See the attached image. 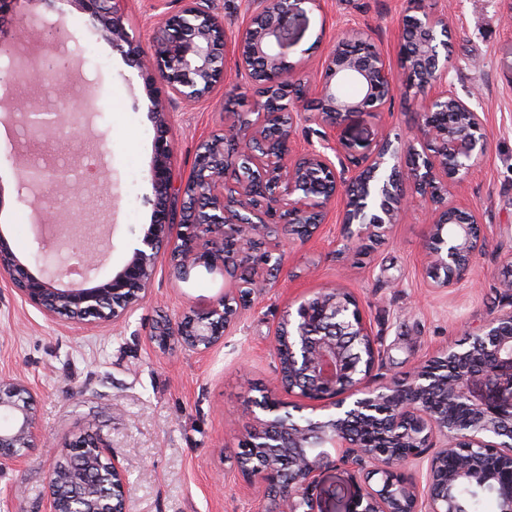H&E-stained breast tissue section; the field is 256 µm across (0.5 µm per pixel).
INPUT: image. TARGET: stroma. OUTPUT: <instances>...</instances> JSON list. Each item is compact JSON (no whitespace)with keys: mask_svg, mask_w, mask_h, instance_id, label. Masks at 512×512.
Masks as SVG:
<instances>
[{"mask_svg":"<svg viewBox=\"0 0 512 512\" xmlns=\"http://www.w3.org/2000/svg\"><path fill=\"white\" fill-rule=\"evenodd\" d=\"M447 15L453 39L448 79L480 112L489 152L449 204L470 209L487 238L468 277L433 287L426 273L427 216L419 202L401 207L385 239L364 252L345 251L341 218L346 197L330 207L305 245H290L280 231L283 271L278 282L241 307L223 341L198 353L182 344L159 350L151 336L157 321H176L190 309H205L234 281L195 268L176 277L168 252L159 253L150 297L117 321L75 324L47 316L0 273V381L30 390L40 447L22 463L0 470V512H48L47 477L69 438L95 424L108 448L130 464L127 512H265L264 486L245 480L235 454L251 423L252 388L271 386L277 360L272 336L288 307L324 288L340 286L358 299L380 356L375 386L392 384L419 363L440 355L477 331L508 300L500 284L512 256V0H426ZM409 0H303L294 23L298 43L289 62L300 63L305 96L315 108L323 57L350 28L364 34L399 70V44ZM182 0H124L126 26L143 48L158 27L177 14ZM66 61L77 69L68 92L79 110L92 90L100 112L86 142L60 134L46 144L80 165L98 164L95 182L79 185L72 215L61 222L94 227L104 256L96 277L118 272L153 221L155 196L147 179L153 160L155 119L146 107L144 81L132 57L113 49L85 16L68 9L59 33ZM94 45L86 58L81 46ZM253 86L234 63L204 100L174 101L168 136L177 183L192 171L200 141L224 128V107H251ZM419 116L412 98L396 91L379 116L353 114L347 132L362 139L406 138ZM20 135L0 124V235L17 256L33 263L37 251L30 203L16 194ZM352 468L321 471L312 490L314 512H339L357 490Z\"/></svg>","mask_w":512,"mask_h":512,"instance_id":"obj_1","label":"stroma"}]
</instances>
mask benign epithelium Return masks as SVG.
Instances as JSON below:
<instances>
[{
  "label": "benign epithelium",
  "mask_w": 512,
  "mask_h": 512,
  "mask_svg": "<svg viewBox=\"0 0 512 512\" xmlns=\"http://www.w3.org/2000/svg\"><path fill=\"white\" fill-rule=\"evenodd\" d=\"M316 0H251L252 15L239 30L232 55L240 73L256 83L260 102L257 119L240 123L224 117V134L201 142L210 168L190 173L182 191L208 201L209 214L200 221L187 212L174 223L173 150L168 139L169 107L179 98L196 103L221 81L227 61L223 21L211 12L208 0H183L178 14L161 24L149 51L134 43L124 22L123 0H50L58 19L33 17L14 32L27 40L30 25L47 32L46 50L29 62L13 56L5 77L14 84L39 86L51 75L61 90L58 104L48 109L29 99L9 110L11 124L28 137L67 131L76 139L87 113L66 108L68 80L59 63V17L71 6L100 30L112 47L135 58L146 85L147 108L157 122L154 154L148 178L155 195L153 223L139 238L131 259L112 277L96 280L89 254L82 255L79 277L74 269L45 262L41 273L31 272L0 235V271L30 304L53 319L82 324L117 321L150 294L154 266L166 248L174 264L188 272L208 262L224 270V253L216 243L230 240L242 255L255 256L267 267L280 260L271 249L255 250L270 221L288 224L295 235L298 221L326 214L351 182H361L357 205L345 207L342 229L345 249L388 235L397 221L398 204L420 199L429 205L425 246L427 272L434 287L446 288L464 279L486 247L477 225L461 206L447 201L448 183H460L488 150L483 119L448 82V59H439L436 33L448 18L433 13L426 0H412L409 12L423 21L414 29L413 50L400 56L394 73L384 53L362 45L355 32L344 33L343 44L324 57L323 80L317 98L316 120L324 128L321 148L296 153L290 147L293 128L301 118L298 97L290 95L298 73L287 61L294 45L290 29L297 5ZM421 98L417 129L423 150L402 149L382 137L348 138L342 129L357 112L373 116L393 97L396 83ZM342 84L358 87L356 97L338 93ZM462 120L443 121L447 105ZM283 117L275 129L277 156L268 158L272 190L251 177L253 145L265 142L268 120ZM74 185L61 167L26 164L17 186L21 200L40 209L43 226L58 222L67 205L63 192ZM236 294L229 291L203 311L189 310L173 330L155 341L161 349L177 339L205 352L224 338L232 322ZM278 362L276 382L250 399L253 423L242 440L252 466L241 469L244 479L259 480L268 490L267 512H297L299 503H312L317 473L327 465L344 463L358 476L355 497L341 504L342 512H465L455 489L469 484L480 492L496 493L500 512H512V393L490 399L482 387L506 375L512 384V304L498 311L465 342L414 367L389 387H373L370 376L378 358L371 328L358 300L342 287L325 288L294 303L272 338ZM296 394L299 402L277 397L279 389ZM314 411L307 424L290 428L282 411ZM0 468L27 456L38 443L30 391L21 382H0ZM439 450L426 456L433 442ZM462 457L456 467L441 461L448 450ZM71 459L68 486L77 489L63 497L60 461L48 474L49 512H126L128 463L107 448L100 434L85 433L64 446ZM426 465L427 490L405 476L413 465Z\"/></svg>",
  "instance_id": "7a95c632"
}]
</instances>
